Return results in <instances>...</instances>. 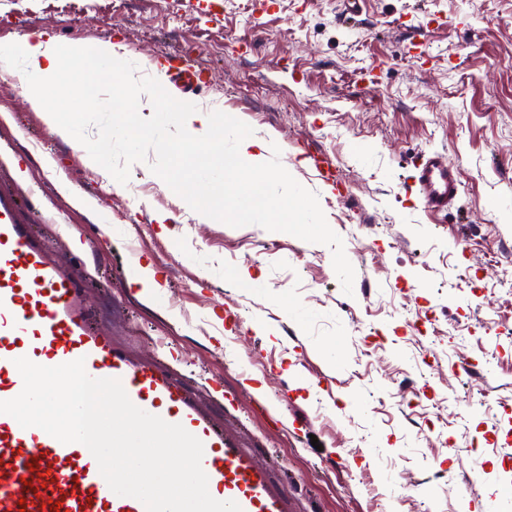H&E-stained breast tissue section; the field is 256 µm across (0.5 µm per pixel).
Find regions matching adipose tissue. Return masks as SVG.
<instances>
[{
  "label": "adipose tissue",
  "instance_id": "1",
  "mask_svg": "<svg viewBox=\"0 0 512 512\" xmlns=\"http://www.w3.org/2000/svg\"><path fill=\"white\" fill-rule=\"evenodd\" d=\"M19 52L27 64L25 91L32 109L45 113L54 131L63 139H73L81 124L78 112L65 114L56 105L67 100L80 101L83 107H108L118 125L131 141L138 142L151 134L160 110H167L177 121L182 135L177 145L162 143V150L177 148L190 166L223 172L224 182L237 188L243 199L241 220L258 212H293L296 223H304L309 203L304 195L271 202L266 192L268 172L264 167L269 148L266 141L252 136L239 137L233 152H225L224 138L216 111L182 106L172 102L162 83H155L148 93H140L119 76L127 69V60L116 53L111 43L98 49L79 47L58 52L54 39L40 33L25 39ZM114 75L110 101H102L91 90L97 76ZM180 195L193 207L200 220L224 214V193L216 187H203L199 180H185Z\"/></svg>",
  "mask_w": 512,
  "mask_h": 512
}]
</instances>
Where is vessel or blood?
I'll return each mask as SVG.
<instances>
[{"mask_svg": "<svg viewBox=\"0 0 512 512\" xmlns=\"http://www.w3.org/2000/svg\"><path fill=\"white\" fill-rule=\"evenodd\" d=\"M167 74L192 92L207 85L203 72L182 58L169 63ZM411 191L425 211L448 217L462 191L458 165L437 150L417 155ZM80 280L79 273L64 271L48 257L10 208L0 206V401L23 389L16 359L47 367L84 359L89 376L119 379L137 407L182 425L202 441V468L213 498L236 502L241 512H291V499L275 484L270 467L254 450L232 444L161 363L134 360L111 336L96 331ZM0 512H145V507L110 489L85 445L61 443L0 413Z\"/></svg>", "mask_w": 512, "mask_h": 512, "instance_id": "vessel-or-blood-1", "label": "vessel or blood"}]
</instances>
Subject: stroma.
Listing matches in <instances>:
<instances>
[{
	"instance_id": "35a3bbf8",
	"label": "stroma",
	"mask_w": 512,
	"mask_h": 512,
	"mask_svg": "<svg viewBox=\"0 0 512 512\" xmlns=\"http://www.w3.org/2000/svg\"><path fill=\"white\" fill-rule=\"evenodd\" d=\"M219 3L97 0L86 18L68 0H0L13 18L0 47L41 32L63 51L117 43L140 87L191 53L207 88L169 81V94L270 142L269 194H304L313 223H242L232 198L199 223L164 185L156 142L179 138L167 114L131 146L110 113L90 112L69 142L7 74L0 200L90 277L85 302L115 343L143 360L168 344L172 379L273 466L295 512H512V267L496 262L512 249V0H364L346 22L339 0ZM104 136L106 175L75 146ZM311 147L331 181L307 164ZM427 150L459 165V221L434 223L409 191ZM60 180L96 213L75 210ZM132 244L161 275L154 304L128 284Z\"/></svg>"
}]
</instances>
